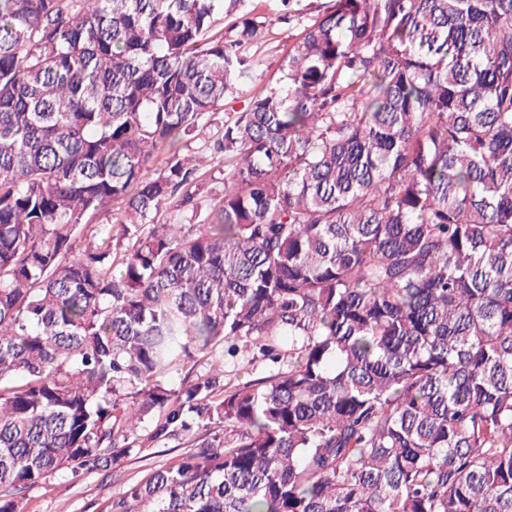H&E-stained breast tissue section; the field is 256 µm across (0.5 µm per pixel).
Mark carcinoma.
Returning a JSON list of instances; mask_svg holds the SVG:
<instances>
[{"mask_svg": "<svg viewBox=\"0 0 512 512\" xmlns=\"http://www.w3.org/2000/svg\"><path fill=\"white\" fill-rule=\"evenodd\" d=\"M271 24L0 0V512L146 425L100 512H512V0H327L264 82ZM218 348L286 369L163 382Z\"/></svg>", "mask_w": 512, "mask_h": 512, "instance_id": "carcinoma-1", "label": "carcinoma"}]
</instances>
